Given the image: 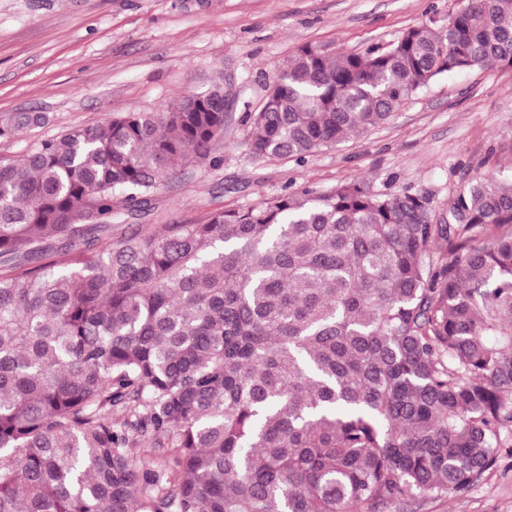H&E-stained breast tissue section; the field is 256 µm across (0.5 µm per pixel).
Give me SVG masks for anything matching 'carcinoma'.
Here are the masks:
<instances>
[{"label":"carcinoma","mask_w":512,"mask_h":512,"mask_svg":"<svg viewBox=\"0 0 512 512\" xmlns=\"http://www.w3.org/2000/svg\"><path fill=\"white\" fill-rule=\"evenodd\" d=\"M493 62L512 0L304 45L244 145L303 162ZM229 121L216 83L0 160V512H384L512 452V178L475 174L439 217L351 181L114 236Z\"/></svg>","instance_id":"cac0c4a2"}]
</instances>
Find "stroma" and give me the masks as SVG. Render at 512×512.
<instances>
[{"label":"stroma","instance_id":"obj_1","mask_svg":"<svg viewBox=\"0 0 512 512\" xmlns=\"http://www.w3.org/2000/svg\"><path fill=\"white\" fill-rule=\"evenodd\" d=\"M459 0H0V113L45 112L47 125L0 139V158L38 140L127 112H152L224 85L232 120L217 166H177L150 214L120 220L151 229L197 221L305 188L362 180L408 189L445 212L474 171L512 175V66L437 77L383 126L298 164L256 159L245 115L299 47L327 54L389 46L409 27L443 26ZM386 512H512V456L477 486Z\"/></svg>","mask_w":512,"mask_h":512}]
</instances>
